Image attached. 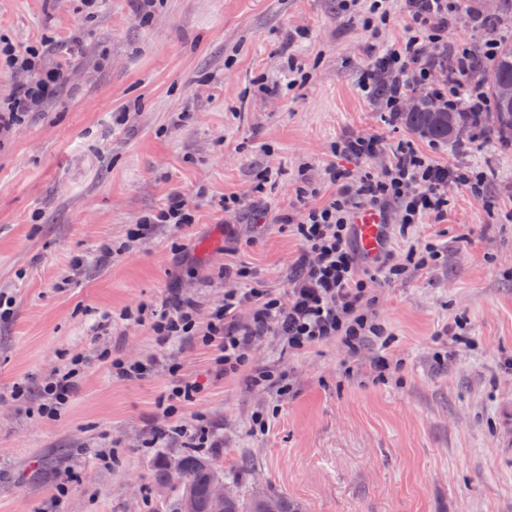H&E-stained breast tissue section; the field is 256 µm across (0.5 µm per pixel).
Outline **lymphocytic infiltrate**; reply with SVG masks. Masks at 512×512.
<instances>
[{
    "label": "lymphocytic infiltrate",
    "mask_w": 512,
    "mask_h": 512,
    "mask_svg": "<svg viewBox=\"0 0 512 512\" xmlns=\"http://www.w3.org/2000/svg\"><path fill=\"white\" fill-rule=\"evenodd\" d=\"M405 37L377 56L360 77V89L368 97L381 99L386 111H402L417 91H426L452 112H486L490 102L472 76L479 56H491L496 39L482 43L481 52L460 45L450 50L452 62L442 65L438 52L452 16L465 11V0H407ZM59 71L41 74L33 83L19 88L0 106V126L22 112L35 111L45 91L60 83ZM325 180L336 192L326 202L308 205V193L298 189L297 211L279 215L278 222L297 235L305 252L297 264L292 286L280 297L257 288L227 292L222 306L214 309L206 324L197 321L196 306L176 300L172 307L153 311L152 330L159 344L180 336L200 337L214 350L219 375L234 376L245 370L249 354L263 336H279L284 346L301 351L336 339L352 351H360L370 338L383 335L382 325L372 312V287L402 272L393 251H384L371 266H364L352 246L355 217L363 212L387 214L397 210L400 219L394 229L408 236L425 217H444L448 212V187L456 185L474 200L485 197L482 173L430 160L409 143L400 144L394 161L379 174L329 165ZM248 308V320L239 311ZM83 363L74 356L43 387L40 414L60 416L75 389Z\"/></svg>",
    "instance_id": "f902f5d3"
}]
</instances>
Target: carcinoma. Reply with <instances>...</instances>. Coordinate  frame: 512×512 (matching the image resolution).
I'll return each instance as SVG.
<instances>
[{
    "instance_id": "carcinoma-1",
    "label": "carcinoma",
    "mask_w": 512,
    "mask_h": 512,
    "mask_svg": "<svg viewBox=\"0 0 512 512\" xmlns=\"http://www.w3.org/2000/svg\"><path fill=\"white\" fill-rule=\"evenodd\" d=\"M486 87L492 101L490 112H447L434 102L423 98L410 112H400L397 119L417 138L430 143H460L470 127L476 125L491 132L503 143L512 144V99L501 97L498 84L512 85V39L500 42L494 57L487 66ZM183 470L179 477L171 475L167 468L168 456L159 458L152 472L155 491L172 493L171 512H182L184 501L195 500L197 512H209L206 490L217 478H224V467L209 455L196 450L179 454ZM276 504L278 512H290L288 501L274 495L257 497L247 503L230 493L226 501L227 512H264L265 507Z\"/></svg>"
}]
</instances>
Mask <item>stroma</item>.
I'll list each match as a JSON object with an SVG mask.
<instances>
[{
	"label": "stroma",
	"instance_id": "obj_1",
	"mask_svg": "<svg viewBox=\"0 0 512 512\" xmlns=\"http://www.w3.org/2000/svg\"><path fill=\"white\" fill-rule=\"evenodd\" d=\"M0 0V48L38 54L63 82L0 131V512H169L150 474L184 439L146 442L167 424L210 430L230 491L288 499L295 512H512V148L478 136L419 142L436 161L484 172L486 201L449 187L448 213L410 241L440 264L377 284L386 341L350 354L330 340L300 352L266 336L249 364L289 389L216 377L212 350L158 345L140 303L181 296L206 322L231 272L286 295L303 253L278 223L301 175L317 202L330 164L382 172L404 125L359 88L362 71L405 33V0ZM374 136L375 158L334 155ZM192 223L128 231L172 192ZM241 198L228 208L225 198ZM86 363L60 417L38 386L74 355ZM389 368L377 377L373 362ZM149 363L116 376L110 358ZM201 391L171 418L174 377ZM264 428H255V416ZM66 492H59V484Z\"/></svg>",
	"mask_w": 512,
	"mask_h": 512
}]
</instances>
